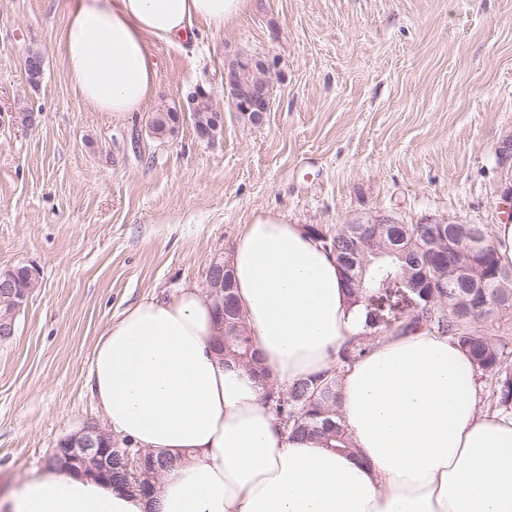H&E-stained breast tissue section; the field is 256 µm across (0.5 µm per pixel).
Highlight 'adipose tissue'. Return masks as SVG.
I'll list each match as a JSON object with an SVG mask.
<instances>
[{
	"instance_id": "adipose-tissue-1",
	"label": "adipose tissue",
	"mask_w": 512,
	"mask_h": 512,
	"mask_svg": "<svg viewBox=\"0 0 512 512\" xmlns=\"http://www.w3.org/2000/svg\"><path fill=\"white\" fill-rule=\"evenodd\" d=\"M255 0H69L59 36L76 97L97 112H139L154 94L152 40L196 41ZM231 267L247 330L289 388L329 369L365 332L335 257L304 228L260 212ZM210 300L183 289L108 324L87 384L111 432L158 454H187L150 496L51 466L0 512H512V416L479 406L478 371L451 339L394 326L337 378L355 446L292 437L247 369L213 346Z\"/></svg>"
}]
</instances>
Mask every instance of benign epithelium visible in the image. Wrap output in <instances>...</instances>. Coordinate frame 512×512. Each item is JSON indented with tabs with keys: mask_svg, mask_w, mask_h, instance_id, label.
<instances>
[{
	"mask_svg": "<svg viewBox=\"0 0 512 512\" xmlns=\"http://www.w3.org/2000/svg\"><path fill=\"white\" fill-rule=\"evenodd\" d=\"M271 65L262 56L229 61L224 65V85L239 86L242 93L232 99L238 115L249 123H262L266 112L270 111ZM224 126V113H213L208 125L198 128V137L212 141ZM227 267L213 262L207 271V295L218 314L217 331L214 342L224 344L225 327L228 317L236 314V303L230 279L225 272ZM36 287V279H31V287L15 288L12 270L0 272V295L6 297L0 309V333L9 335L14 331L16 316L27 303L31 289ZM115 441L112 435L97 424L87 425L78 432L60 440L56 446L54 459L67 470L97 477L108 484L118 481L131 493L140 494L142 489L159 480L168 463L158 461L152 451L142 449L136 459L130 458L120 465L111 456Z\"/></svg>",
	"mask_w": 512,
	"mask_h": 512,
	"instance_id": "benign-epithelium-1",
	"label": "benign epithelium"
}]
</instances>
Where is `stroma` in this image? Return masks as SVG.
<instances>
[{
    "label": "stroma",
    "mask_w": 512,
    "mask_h": 512,
    "mask_svg": "<svg viewBox=\"0 0 512 512\" xmlns=\"http://www.w3.org/2000/svg\"><path fill=\"white\" fill-rule=\"evenodd\" d=\"M66 20L65 0H0V270L38 280L0 341V492L45 470L61 438L105 425L86 377L107 324L204 288L252 214L328 236L380 214L499 221L512 0H257L197 45L155 42V95L133 113L74 96L57 50ZM241 53L272 65L259 125L224 86ZM199 87L222 133L200 140L186 118L155 138L153 115Z\"/></svg>",
    "instance_id": "stroma-1"
}]
</instances>
